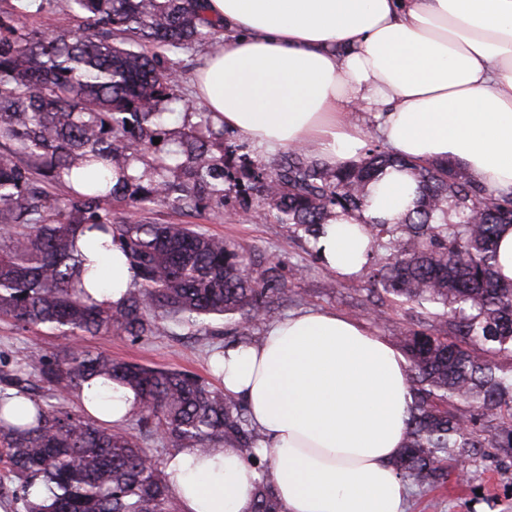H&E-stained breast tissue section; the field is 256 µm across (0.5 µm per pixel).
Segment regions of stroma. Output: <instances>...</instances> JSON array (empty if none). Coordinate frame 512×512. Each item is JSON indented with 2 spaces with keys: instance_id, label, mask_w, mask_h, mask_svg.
Here are the masks:
<instances>
[{
  "instance_id": "35a3bbf8",
  "label": "stroma",
  "mask_w": 512,
  "mask_h": 512,
  "mask_svg": "<svg viewBox=\"0 0 512 512\" xmlns=\"http://www.w3.org/2000/svg\"><path fill=\"white\" fill-rule=\"evenodd\" d=\"M260 198L251 191L229 190L223 203L210 201L191 209L158 205L144 213L152 224H191L210 235L236 241L275 266L286 288L285 296L272 300L276 318L307 308L330 309L362 322L375 335L398 344L403 328L422 329L418 318L392 310L382 317L369 314L365 304L368 276L359 273L341 277L313 256V240L302 232H292L284 224H266L255 216ZM268 320L239 326L220 319L212 320L209 332L192 334L190 328L172 327L161 336L132 338L124 335L89 337L85 344L106 352L116 360L136 362L173 370H186L212 378L211 356L224 346L261 338ZM66 342L50 330L19 332L9 322L0 321V360L15 362L27 355L53 356ZM457 462L448 464L447 484L421 492L409 483L406 512H512V460L498 456L495 449L485 451L480 465L469 467L465 479H458Z\"/></svg>"
}]
</instances>
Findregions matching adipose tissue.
Wrapping results in <instances>:
<instances>
[{"instance_id": "obj_1", "label": "adipose tissue", "mask_w": 512, "mask_h": 512, "mask_svg": "<svg viewBox=\"0 0 512 512\" xmlns=\"http://www.w3.org/2000/svg\"><path fill=\"white\" fill-rule=\"evenodd\" d=\"M225 42L196 73V98L225 128L273 151L310 144L330 168L354 158L368 133L354 118L376 107L391 151L414 162L452 160L475 181L512 191V0H205ZM417 184L390 171L366 208L324 225L325 267L359 274L371 253L366 220L391 224ZM98 261L88 290L119 305L133 286L120 246L80 239ZM225 393L248 409L271 458L284 512H404L393 461L411 396L405 358L362 323L305 310L258 341L213 358ZM79 399L105 421L131 418L134 393L92 379ZM182 512H248L259 475L233 451L168 459Z\"/></svg>"}]
</instances>
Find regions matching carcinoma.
Returning a JSON list of instances; mask_svg holds the SVG:
<instances>
[{"mask_svg":"<svg viewBox=\"0 0 512 512\" xmlns=\"http://www.w3.org/2000/svg\"><path fill=\"white\" fill-rule=\"evenodd\" d=\"M47 9L73 25L45 33L19 23ZM223 35L203 0H17L0 10V320L75 341L56 358L0 369V456L16 479L4 493L25 512H174L170 478L122 425L66 405L91 376L135 391L145 433L250 460L260 480L249 512H283L269 461L255 453L261 434L238 399L193 374L80 344L83 336H156L170 323L199 331L211 317L264 319L267 295L285 294L271 267L244 276L255 257L230 241L186 224L111 220L121 201L148 211L224 199V158L212 156L224 126L176 93L171 62ZM177 104L199 122L176 148L157 149L153 139L165 135ZM137 162L143 170L132 175ZM396 165L408 162L370 149L329 168L297 147L273 165L243 157L234 181L266 201L261 221L315 239L330 218L363 211L367 187ZM413 170L415 207L396 224L367 225L377 247L367 300L377 316L395 306L446 323L443 336L406 328L401 339L412 401L396 470L427 491L446 482L448 461L461 455L497 448L512 459V281L494 269L512 193L484 188L450 161ZM39 175L68 191L48 200ZM87 231L111 237L134 270L119 306L98 303L83 285L88 259L76 241ZM19 396L32 408L10 404Z\"/></svg>","mask_w":512,"mask_h":512,"instance_id":"obj_1","label":"carcinoma"}]
</instances>
